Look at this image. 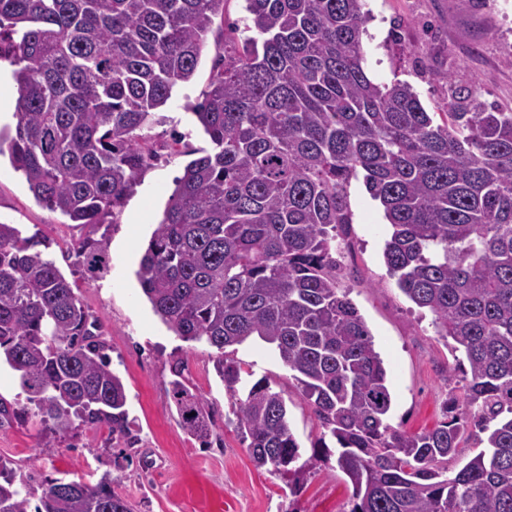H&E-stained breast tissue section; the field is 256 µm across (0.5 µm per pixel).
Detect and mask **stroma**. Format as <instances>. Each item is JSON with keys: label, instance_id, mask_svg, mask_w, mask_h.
I'll return each instance as SVG.
<instances>
[{"label": "stroma", "instance_id": "1", "mask_svg": "<svg viewBox=\"0 0 512 512\" xmlns=\"http://www.w3.org/2000/svg\"><path fill=\"white\" fill-rule=\"evenodd\" d=\"M374 16L363 41L366 67L378 83L412 85L430 112L447 111L450 85L478 84L488 106L512 111V0H366ZM245 0H226L207 35L194 78L174 88L163 107L165 121L152 128L159 141L185 139L189 148L210 142L193 107L207 91L213 62L229 28L247 18ZM188 155L172 153L149 169L108 227L107 271L83 274L75 256L89 230L38 203L9 155L0 156V222L44 241L43 253L73 282L84 306L98 316L111 359L128 396L133 444L112 439L106 428H79L60 448L44 453L45 428L28 404L20 380L0 366V398L16 417L0 422V459L34 492L58 481H97L111 474L116 492L134 512H350L352 487L336 464V441L324 433L297 383L266 344L249 340L228 348L240 362L239 392L269 381L283 393L288 421L302 457L317 456L315 469L291 491L285 476L255 468L235 428L234 399L218 376L216 351L180 340L155 314L135 272L182 176ZM353 224L340 259L353 274L344 282L389 370L392 406L388 422L408 432L444 421L464 380L455 355L436 336L431 314L398 288L383 259L391 227L363 180L350 185ZM202 399L213 433L201 442L184 430L172 396L175 364Z\"/></svg>", "mask_w": 512, "mask_h": 512}]
</instances>
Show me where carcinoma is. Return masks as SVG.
<instances>
[{"mask_svg": "<svg viewBox=\"0 0 512 512\" xmlns=\"http://www.w3.org/2000/svg\"><path fill=\"white\" fill-rule=\"evenodd\" d=\"M226 0H0V60L15 66V134L0 130L35 199L75 224H111L169 149L149 129L174 87L195 76ZM255 35L224 36L194 114L211 148L176 180L136 271L154 312L184 342L216 349L258 339L292 372L353 492L351 512H512V112L477 87L451 111L423 106L406 82H375L362 37L365 0H247ZM363 175L392 232L383 252L399 289L461 353L466 417L406 432L386 417L388 369L349 297L336 239L353 224ZM43 241L0 223V362L18 373L47 426L44 448L82 427L127 438L122 378L98 319ZM76 256L94 275L106 239ZM183 428L206 442L202 400L176 379ZM251 461L297 481L300 461L281 392L255 383L234 403ZM484 450L454 476L468 424ZM0 512H28L11 476ZM35 512H133L105 474L53 482Z\"/></svg>", "mask_w": 512, "mask_h": 512, "instance_id": "obj_1", "label": "carcinoma"}]
</instances>
